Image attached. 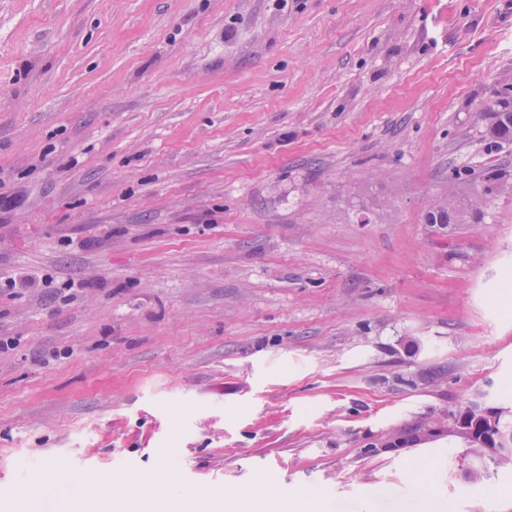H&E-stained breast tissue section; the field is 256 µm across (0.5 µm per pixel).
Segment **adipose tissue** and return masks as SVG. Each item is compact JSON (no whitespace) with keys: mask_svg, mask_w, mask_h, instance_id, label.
Listing matches in <instances>:
<instances>
[{"mask_svg":"<svg viewBox=\"0 0 512 512\" xmlns=\"http://www.w3.org/2000/svg\"><path fill=\"white\" fill-rule=\"evenodd\" d=\"M172 470L161 464L146 478L123 474L87 476L66 465L43 469L22 500V512H325L315 491L281 498L255 484L225 492L216 500L210 490L170 498Z\"/></svg>","mask_w":512,"mask_h":512,"instance_id":"1","label":"adipose tissue"}]
</instances>
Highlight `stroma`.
<instances>
[{"mask_svg": "<svg viewBox=\"0 0 512 512\" xmlns=\"http://www.w3.org/2000/svg\"><path fill=\"white\" fill-rule=\"evenodd\" d=\"M512 0H0V512L45 466L512 512ZM427 468L421 498L408 467ZM487 109L493 111L494 122L489 129V135L495 142L512 141V101L506 97L497 96ZM473 200L457 188L448 186V192L431 201L423 214L424 224H433L440 230L448 229L451 224H477L483 218L481 202ZM455 432L458 436L463 438L475 440L479 437L481 430L475 426H471L469 423V419L467 416H456L455 420ZM482 445L478 442H473L469 445L467 454L472 456L474 460V464L477 463L478 460H483V455L485 459L491 461L498 457L500 448H497L500 444L499 440L492 441L488 435L482 434L478 439ZM482 446L484 448H482ZM485 449V454H484ZM471 465L468 470L469 476L480 479L483 477V470L481 468V464L477 463L476 465Z\"/></svg>", "mask_w": 512, "mask_h": 512, "instance_id": "1", "label": "stroma"}]
</instances>
